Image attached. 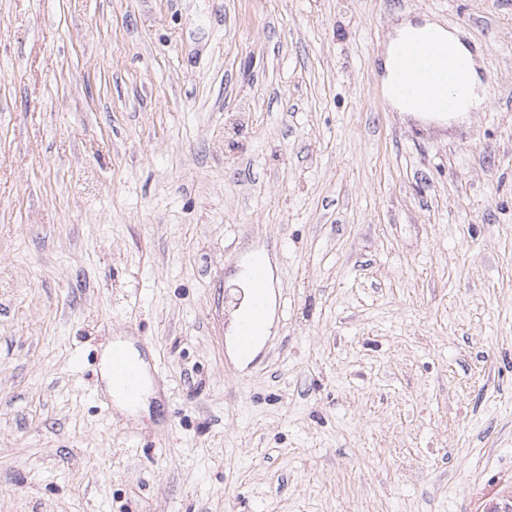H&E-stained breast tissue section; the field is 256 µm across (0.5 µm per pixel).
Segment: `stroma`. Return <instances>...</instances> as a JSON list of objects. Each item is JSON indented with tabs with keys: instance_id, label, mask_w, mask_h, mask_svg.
I'll return each instance as SVG.
<instances>
[{
	"instance_id": "1",
	"label": "stroma",
	"mask_w": 512,
	"mask_h": 512,
	"mask_svg": "<svg viewBox=\"0 0 512 512\" xmlns=\"http://www.w3.org/2000/svg\"><path fill=\"white\" fill-rule=\"evenodd\" d=\"M427 21L489 81L463 116L381 92ZM115 341L160 392L132 418ZM507 501L512 0H0V512ZM245 276L250 293L248 311L235 326V348L239 356L249 357L262 337L263 324L269 312V271L264 262L250 261Z\"/></svg>"
}]
</instances>
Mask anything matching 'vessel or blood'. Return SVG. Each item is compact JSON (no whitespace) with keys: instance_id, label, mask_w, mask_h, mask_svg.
I'll return each mask as SVG.
<instances>
[{"instance_id":"1","label":"vessel or blood","mask_w":512,"mask_h":512,"mask_svg":"<svg viewBox=\"0 0 512 512\" xmlns=\"http://www.w3.org/2000/svg\"><path fill=\"white\" fill-rule=\"evenodd\" d=\"M393 78L388 96L416 111L448 116L458 111L469 92L464 67L447 43L424 34L401 42L392 60ZM245 276L250 293L248 310L235 326V348L239 356H250L261 338L269 312V271L264 262L250 261ZM143 367L124 345H113L108 360V381L112 391L129 400L139 396Z\"/></svg>"}]
</instances>
